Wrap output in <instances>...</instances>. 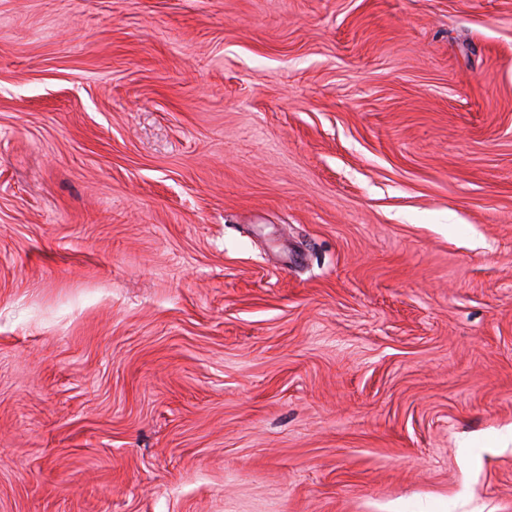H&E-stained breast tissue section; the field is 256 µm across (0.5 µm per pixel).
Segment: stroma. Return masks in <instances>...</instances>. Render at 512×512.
I'll return each mask as SVG.
<instances>
[{
	"label": "stroma",
	"mask_w": 512,
	"mask_h": 512,
	"mask_svg": "<svg viewBox=\"0 0 512 512\" xmlns=\"http://www.w3.org/2000/svg\"><path fill=\"white\" fill-rule=\"evenodd\" d=\"M0 512H512V0H0Z\"/></svg>",
	"instance_id": "35a3bbf8"
}]
</instances>
